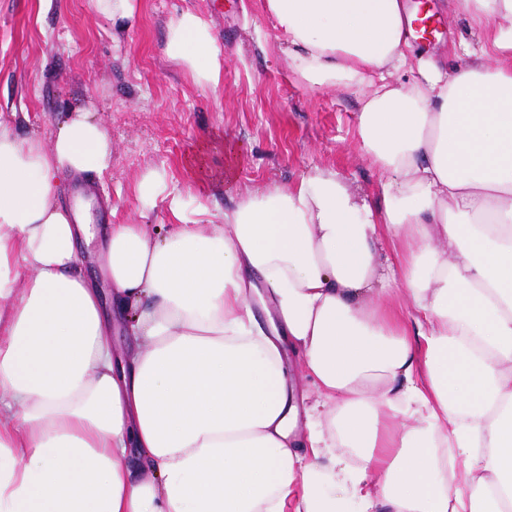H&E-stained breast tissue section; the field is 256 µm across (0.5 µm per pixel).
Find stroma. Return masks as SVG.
Segmentation results:
<instances>
[{
  "instance_id": "obj_1",
  "label": "stroma",
  "mask_w": 512,
  "mask_h": 512,
  "mask_svg": "<svg viewBox=\"0 0 512 512\" xmlns=\"http://www.w3.org/2000/svg\"><path fill=\"white\" fill-rule=\"evenodd\" d=\"M182 9L214 29L224 59L217 89L197 87L165 52L166 25ZM435 25L415 47L447 65L460 41L483 36L452 12L438 13ZM76 108L92 112L112 140L111 172L96 183L102 224L165 235L166 201L141 211L132 186L157 169L172 193L196 191L184 159L198 152L216 216L249 189L293 184L316 166L336 169L369 203L382 201L384 179L363 149L356 96L294 79L262 0H137L120 32L87 0H0V123L48 143Z\"/></svg>"
}]
</instances>
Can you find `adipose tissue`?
Listing matches in <instances>:
<instances>
[{
    "label": "adipose tissue",
    "instance_id": "ef3b65f1",
    "mask_svg": "<svg viewBox=\"0 0 512 512\" xmlns=\"http://www.w3.org/2000/svg\"><path fill=\"white\" fill-rule=\"evenodd\" d=\"M263 9L295 77L358 96L384 206L316 167L206 224L169 196L164 238L99 228L57 177L109 174L100 122L0 124V512H512V0H455L483 38L448 69L405 0ZM165 46L219 86L201 15Z\"/></svg>",
    "mask_w": 512,
    "mask_h": 512
}]
</instances>
